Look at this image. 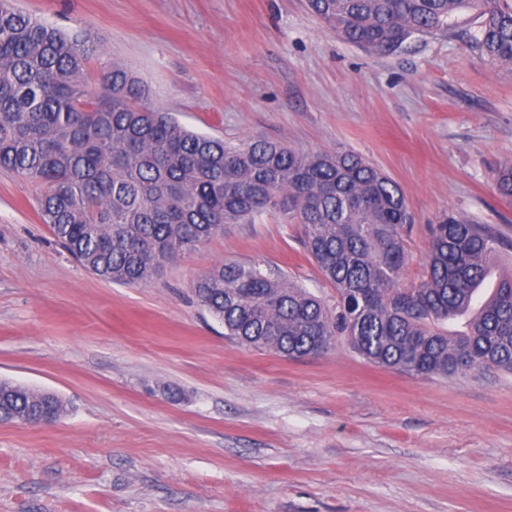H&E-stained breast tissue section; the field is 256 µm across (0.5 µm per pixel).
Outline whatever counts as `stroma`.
Here are the masks:
<instances>
[{
    "label": "stroma",
    "instance_id": "stroma-1",
    "mask_svg": "<svg viewBox=\"0 0 512 512\" xmlns=\"http://www.w3.org/2000/svg\"><path fill=\"white\" fill-rule=\"evenodd\" d=\"M94 37L151 104L200 134L347 149L401 187L414 222L405 283L430 225L495 227L512 273V69L472 49L479 17L370 55L305 0H15ZM38 187L0 168V378L58 394L47 427L0 423V512H512V375L410 377L345 342L286 359L246 348L190 284L225 262L336 290L276 215L228 228L150 284L86 272L54 241Z\"/></svg>",
    "mask_w": 512,
    "mask_h": 512
}]
</instances>
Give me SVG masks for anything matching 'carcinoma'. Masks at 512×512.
I'll list each match as a JSON object with an SVG mask.
<instances>
[{
	"label": "carcinoma",
	"instance_id": "cac0c4a2",
	"mask_svg": "<svg viewBox=\"0 0 512 512\" xmlns=\"http://www.w3.org/2000/svg\"><path fill=\"white\" fill-rule=\"evenodd\" d=\"M327 30L391 55L444 33L458 14L481 18L472 48L512 65V0H307ZM96 43L0 0V167L41 188L39 216L88 272L146 285L167 264L231 224L282 214L336 290L329 306L276 269L214 264L192 282L197 304L227 335L285 358L319 356L343 340L369 363L413 376L495 369L512 374V275L491 257L504 240L452 215L431 226L417 284L401 277L413 222L399 185L360 155L307 153L282 142L232 144L197 134L148 105L121 64L87 81ZM512 198V163L496 173ZM462 317L463 329L448 330ZM56 394L0 379V420L59 419Z\"/></svg>",
	"mask_w": 512,
	"mask_h": 512
}]
</instances>
